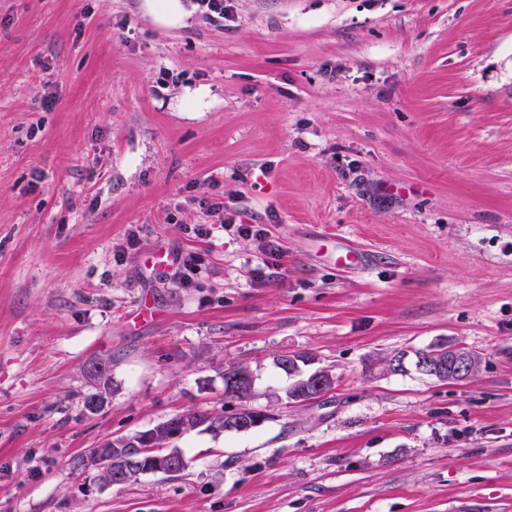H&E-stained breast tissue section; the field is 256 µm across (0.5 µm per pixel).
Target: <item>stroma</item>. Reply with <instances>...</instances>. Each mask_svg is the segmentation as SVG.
Instances as JSON below:
<instances>
[{
  "label": "stroma",
  "mask_w": 512,
  "mask_h": 512,
  "mask_svg": "<svg viewBox=\"0 0 512 512\" xmlns=\"http://www.w3.org/2000/svg\"><path fill=\"white\" fill-rule=\"evenodd\" d=\"M142 3L0 0V512H512V0ZM450 343L474 377L383 363ZM287 352L334 389L293 403ZM231 365L257 427L80 467ZM182 0H144L145 11L154 21L166 28L185 25L189 17ZM149 436L140 438V439H130L129 437H117L113 440V445L115 447L123 446L129 442L133 443L135 448L138 451L132 459H130V464L132 465V470H138L137 475H148L154 472L152 464L155 462L157 467H166L170 470H182L186 460L181 455L177 454H166L168 449L167 447H159L155 454L162 456H154L149 454L154 448L151 446V442L148 439ZM116 441L118 444H116ZM165 454V455H163ZM147 461V462H146ZM111 441L112 439H109V440H106L105 442H103L99 448H96L93 453L91 454V457H90V465L91 466H94V467H98L102 470L101 472V478L102 479H107L108 477V473H109V469L106 467L105 465V461H106V458L104 457V453L105 452H108L109 453V456L112 457V467L113 465L115 466H120L121 464V461L123 460L122 459V455H123V451H119V450H116L112 447V449H109L108 446L109 444H111Z\"/></svg>",
  "instance_id": "stroma-1"
}]
</instances>
